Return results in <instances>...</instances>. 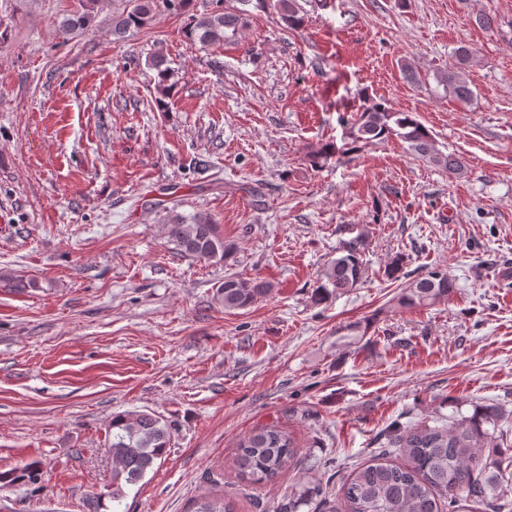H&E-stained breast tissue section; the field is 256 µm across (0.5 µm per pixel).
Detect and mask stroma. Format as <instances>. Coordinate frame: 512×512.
I'll use <instances>...</instances> for the list:
<instances>
[{
  "mask_svg": "<svg viewBox=\"0 0 512 512\" xmlns=\"http://www.w3.org/2000/svg\"><path fill=\"white\" fill-rule=\"evenodd\" d=\"M298 3L301 28L252 9L205 46L189 14L118 37L107 4L66 41L78 0H0V474L38 475L1 482L0 512H189L210 491L276 512L301 475L317 491L298 512H339L394 426L512 411V0ZM463 46L469 103L436 79ZM367 99L416 113L466 171L394 140L311 166ZM197 212L229 259L169 243V216ZM347 224L370 230L363 281L319 297ZM399 255L414 276L447 269L448 301L400 308ZM228 276L274 289L228 311ZM135 410L164 416L171 441L117 503L110 423ZM265 425L299 456L254 483L235 453Z\"/></svg>",
  "mask_w": 512,
  "mask_h": 512,
  "instance_id": "35a3bbf8",
  "label": "stroma"
}]
</instances>
